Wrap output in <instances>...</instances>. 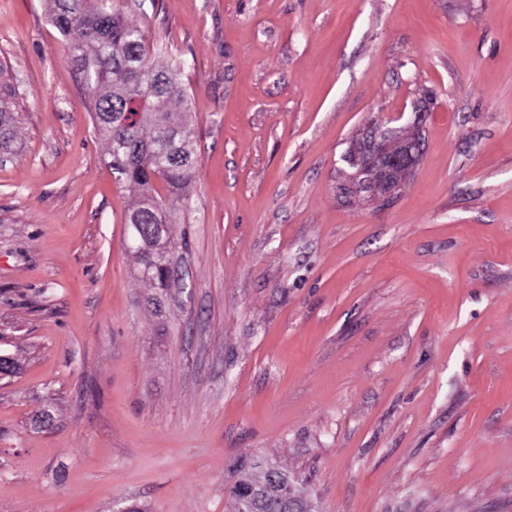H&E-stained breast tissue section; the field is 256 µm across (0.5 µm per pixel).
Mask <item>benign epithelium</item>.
I'll use <instances>...</instances> for the list:
<instances>
[{
	"mask_svg": "<svg viewBox=\"0 0 512 512\" xmlns=\"http://www.w3.org/2000/svg\"><path fill=\"white\" fill-rule=\"evenodd\" d=\"M398 132L382 124L370 126L364 133L362 150L350 152L349 160L358 165L354 193L367 192L375 201H384L394 190L393 174L410 168L421 152V137L398 141Z\"/></svg>",
	"mask_w": 512,
	"mask_h": 512,
	"instance_id": "7a95c632",
	"label": "benign epithelium"
}]
</instances>
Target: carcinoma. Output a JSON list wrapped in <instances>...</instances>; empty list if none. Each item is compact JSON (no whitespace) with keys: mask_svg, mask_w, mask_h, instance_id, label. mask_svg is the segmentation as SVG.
Listing matches in <instances>:
<instances>
[{"mask_svg":"<svg viewBox=\"0 0 512 512\" xmlns=\"http://www.w3.org/2000/svg\"><path fill=\"white\" fill-rule=\"evenodd\" d=\"M89 2L49 0L48 18L66 40L108 166L133 200L129 228L153 238L155 225H164L165 252L136 249L134 254L139 277L165 290L175 283L166 259L176 249L172 225L191 209L187 187L198 162L188 101L176 70L150 52L145 31L125 19L120 5L104 10ZM15 95L14 84L0 83V153L5 155L17 145ZM285 483L295 480L268 462L239 470L228 494L230 512H240L245 492L252 493L250 512H313L297 493H284Z\"/></svg>","mask_w":512,"mask_h":512,"instance_id":"1","label":"carcinoma"}]
</instances>
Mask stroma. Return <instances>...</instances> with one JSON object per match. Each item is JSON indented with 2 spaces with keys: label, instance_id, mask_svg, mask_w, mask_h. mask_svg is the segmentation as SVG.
Instances as JSON below:
<instances>
[{
  "label": "stroma",
  "instance_id": "obj_1",
  "mask_svg": "<svg viewBox=\"0 0 512 512\" xmlns=\"http://www.w3.org/2000/svg\"><path fill=\"white\" fill-rule=\"evenodd\" d=\"M125 3L196 131L184 285L136 275L47 0H0V512H227L256 456L317 512H512V0ZM422 99L390 201L341 198ZM15 95L14 84L0 83V153L5 155L12 154L18 143L16 118L12 112Z\"/></svg>",
  "mask_w": 512,
  "mask_h": 512
}]
</instances>
